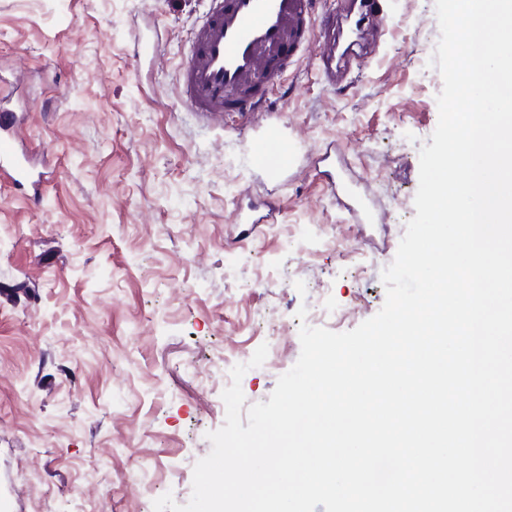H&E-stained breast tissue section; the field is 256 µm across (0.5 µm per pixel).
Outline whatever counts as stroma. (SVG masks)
Masks as SVG:
<instances>
[{
  "label": "stroma",
  "instance_id": "obj_1",
  "mask_svg": "<svg viewBox=\"0 0 512 512\" xmlns=\"http://www.w3.org/2000/svg\"><path fill=\"white\" fill-rule=\"evenodd\" d=\"M203 0H0V101L39 191L0 180V496L11 512H154L186 504L233 366L268 402L301 352L299 309L353 330L415 214L419 151L439 118L435 0H390L374 63L328 88L316 44L265 107L215 124L184 111L179 71ZM146 37L154 53L138 58ZM300 168L271 224L254 139ZM368 202L333 197L325 156Z\"/></svg>",
  "mask_w": 512,
  "mask_h": 512
}]
</instances>
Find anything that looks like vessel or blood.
<instances>
[{"instance_id":"vessel-or-blood-1","label":"vessel or blood","mask_w":512,"mask_h":512,"mask_svg":"<svg viewBox=\"0 0 512 512\" xmlns=\"http://www.w3.org/2000/svg\"><path fill=\"white\" fill-rule=\"evenodd\" d=\"M181 69L180 101L190 112L212 120L227 112L250 117L269 87L298 63L316 42L317 71L330 88L343 84L354 67L372 62L389 21L388 0H207ZM15 115L0 112V177L30 178L20 149ZM253 163L260 176L280 179L290 160L278 141L264 139Z\"/></svg>"}]
</instances>
